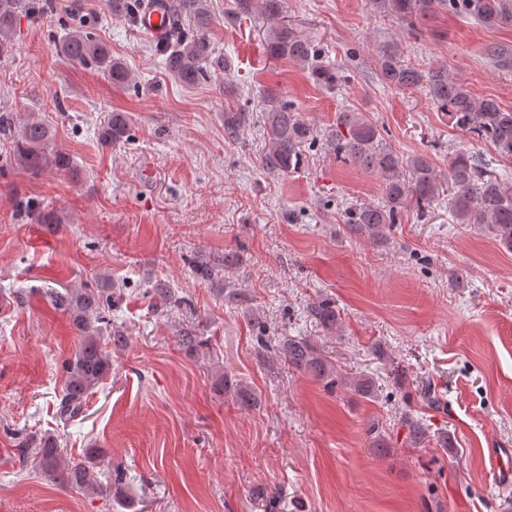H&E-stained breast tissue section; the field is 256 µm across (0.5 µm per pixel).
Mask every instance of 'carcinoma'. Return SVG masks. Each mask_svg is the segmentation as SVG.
Segmentation results:
<instances>
[{"instance_id": "cac0c4a2", "label": "carcinoma", "mask_w": 512, "mask_h": 512, "mask_svg": "<svg viewBox=\"0 0 512 512\" xmlns=\"http://www.w3.org/2000/svg\"><path fill=\"white\" fill-rule=\"evenodd\" d=\"M284 0H233V15L248 16L260 12L273 26L264 46L271 58H288L307 66L313 80L328 89L342 83L345 71L325 64L318 50L297 29L280 22ZM376 6L400 18L413 28L422 20L441 11L470 18L486 27L512 26V0H377ZM147 7L146 0H113V10L130 20H137ZM48 9L46 0H0V55L12 48L17 20L22 14H42ZM172 27L160 45L168 74L185 86H192L225 69V61L214 56L210 42L200 33L211 20L210 0H171ZM59 52L68 60L90 65L105 74L113 85L124 87L134 81L126 65L112 58L108 47L92 33L75 28L58 42ZM486 55L506 69L512 68V44H492ZM378 78L382 85L396 89L423 88L438 111L448 115L451 126L491 143L496 150L512 157V109H504L494 98H477L462 82L448 74L445 66L427 72L402 63L397 51L382 52ZM265 111V153L262 167L270 174H286L302 164L305 146L317 140V130L305 121L295 108L268 97ZM249 113L227 112L224 115V136L236 140L248 123ZM380 128L365 113L345 110L336 113V129L326 135L325 145L336 157L382 179L385 203L361 204L347 212L350 232L380 242L388 239L401 210L414 204L424 211L439 196L442 181L437 170L423 155L404 156L387 144ZM0 133L9 140L5 161L31 173L46 168L71 170L70 157L53 148V131L39 117L21 122L11 114L0 116ZM129 136V117L113 112L102 128V138L119 143ZM448 183L454 191L450 212L459 224H486L499 243L512 250V176L488 174L484 163L466 148L455 152L448 171ZM51 300L70 314L78 331L75 353L62 365L64 384L58 395L56 417L68 424L85 416L86 405L93 391L104 383L112 370L108 346L125 347L128 337L122 331L102 335L105 308L113 305L119 293L112 279L101 276L95 286L48 291ZM310 314L325 328L337 325L336 308L325 300L310 307ZM178 343L189 351H202L207 343L186 328ZM277 356L289 367L313 377L336 383V367L300 339H278ZM218 393L231 389L248 404L251 394L222 372L213 383ZM19 447L28 451L36 465L53 474L61 484L101 495L124 496V472L99 480L100 461L104 452L91 448L79 462H62L63 449L53 435H25Z\"/></svg>"}]
</instances>
